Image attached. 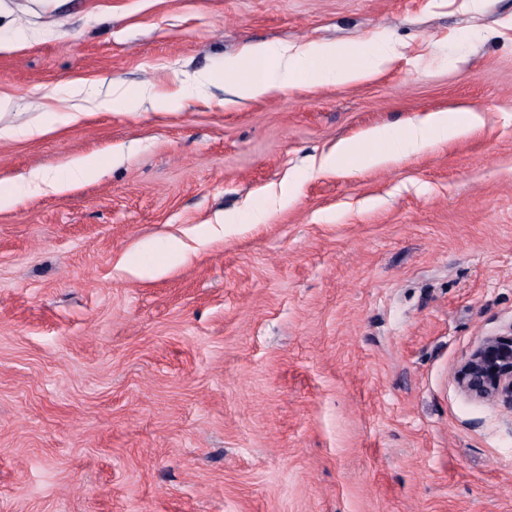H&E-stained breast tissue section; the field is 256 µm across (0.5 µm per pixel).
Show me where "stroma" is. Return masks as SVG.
Returning <instances> with one entry per match:
<instances>
[{"instance_id": "1", "label": "stroma", "mask_w": 512, "mask_h": 512, "mask_svg": "<svg viewBox=\"0 0 512 512\" xmlns=\"http://www.w3.org/2000/svg\"><path fill=\"white\" fill-rule=\"evenodd\" d=\"M267 42L286 87L213 79ZM0 95V190L113 160L0 208V512H512V410L455 382L512 330V0H0ZM387 51L384 47L375 46L370 43H360L351 47L331 46L321 49L317 53V65L313 68L307 82L308 86L321 85L329 77H337L344 83L356 82L372 73L371 68L360 67L358 69L346 68L337 69V59L342 55L358 57L362 59H386ZM457 112L459 111L447 109L431 112L399 131L378 127L368 131L366 134L368 140L389 143L387 155L358 152L353 146L346 144L341 147L340 156L349 158L363 167H375L385 162L389 156L404 157L410 152L421 151L429 146L461 138L475 126L479 117L469 113L470 119L464 123L458 118ZM103 163L97 156L83 157L74 162L65 172H39L35 173L27 183L28 192H38L44 189H61L64 185H71L84 181L102 167Z\"/></svg>"}]
</instances>
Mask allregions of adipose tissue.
<instances>
[{
  "label": "adipose tissue",
  "mask_w": 512,
  "mask_h": 512,
  "mask_svg": "<svg viewBox=\"0 0 512 512\" xmlns=\"http://www.w3.org/2000/svg\"><path fill=\"white\" fill-rule=\"evenodd\" d=\"M386 54L384 47L369 43H360L348 48L336 45L323 48L317 54L318 61L308 78V84L313 87L324 83L332 76L345 83L358 81L370 75V68L338 69L337 60L340 56L382 61L385 60ZM247 56L248 59L244 62L237 59L225 61L224 74L234 81L239 96L251 99L260 98L279 86L280 79L287 75L288 65L292 60L288 46L274 43L253 46L248 49ZM470 128V123L460 121L457 111L441 110L429 113L399 131L378 127L368 131V140L388 143V154L360 152L347 144L343 146L341 155L356 164L375 167L385 162L387 156L402 157L442 142L461 138ZM101 166L102 162L98 157L87 156L74 162L66 171L34 174L26 189L30 192L60 189L90 179Z\"/></svg>",
  "instance_id": "adipose-tissue-1"
}]
</instances>
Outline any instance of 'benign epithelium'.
Instances as JSON below:
<instances>
[{
    "label": "benign epithelium",
    "instance_id": "1",
    "mask_svg": "<svg viewBox=\"0 0 512 512\" xmlns=\"http://www.w3.org/2000/svg\"><path fill=\"white\" fill-rule=\"evenodd\" d=\"M455 380L471 400L512 408V332L485 337L461 364Z\"/></svg>",
    "mask_w": 512,
    "mask_h": 512
}]
</instances>
